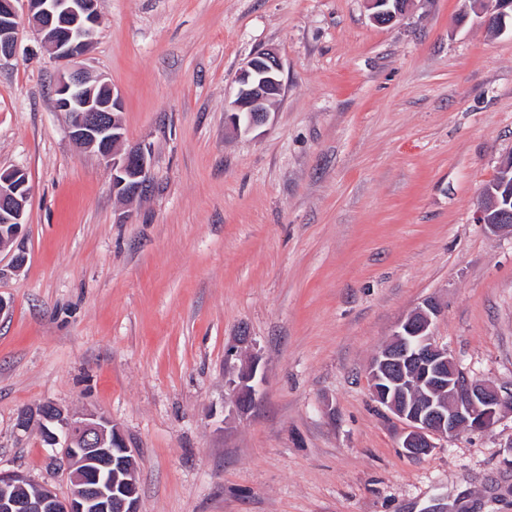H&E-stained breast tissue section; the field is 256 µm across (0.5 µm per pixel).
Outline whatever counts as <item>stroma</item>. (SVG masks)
Here are the masks:
<instances>
[{
    "mask_svg": "<svg viewBox=\"0 0 512 512\" xmlns=\"http://www.w3.org/2000/svg\"><path fill=\"white\" fill-rule=\"evenodd\" d=\"M81 62L150 153L130 199L74 141L61 69L22 27L0 60V169L28 175L23 250L0 253V470L70 485L20 412L96 411L136 451L140 512H512V414L420 459L366 369L429 300L468 379L512 389V234L477 221L512 154V26L480 0H99ZM285 91L234 133L253 54ZM248 334L246 417L232 414ZM410 0H366L370 17L378 25H390L408 9Z\"/></svg>",
    "mask_w": 512,
    "mask_h": 512,
    "instance_id": "1",
    "label": "stroma"
}]
</instances>
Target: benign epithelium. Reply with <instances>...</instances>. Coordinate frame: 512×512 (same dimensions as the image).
I'll use <instances>...</instances> for the list:
<instances>
[{
    "label": "benign epithelium",
    "mask_w": 512,
    "mask_h": 512,
    "mask_svg": "<svg viewBox=\"0 0 512 512\" xmlns=\"http://www.w3.org/2000/svg\"><path fill=\"white\" fill-rule=\"evenodd\" d=\"M410 0H366L370 17L378 25H390L408 9ZM492 8L486 22L504 23L512 0H487ZM98 0H0V58L15 55L19 20L25 18L44 51L58 62L85 56L98 25ZM282 63L265 50L251 56L237 77V92L225 109L236 131L251 133L271 118L270 106L284 93ZM54 94L57 108L69 116L72 138L98 153L112 168V190L131 196L147 185L149 152L136 147L119 151L123 140L119 111L122 99L106 82H91L80 69L61 72ZM28 180L18 168L0 170V252L15 251L12 267L21 268L25 253L17 240L25 224ZM497 223H487L486 207L478 220L491 231L512 233V192L496 200ZM439 306L429 300L409 312L397 325L391 339L372 357L368 380L375 400L403 420L408 430L401 447L418 458L436 447L435 440L463 431L489 428L497 417L512 413V395L482 380L468 379L437 342L434 322ZM258 358H249L232 382L234 409L244 416L254 399L253 382ZM38 425L44 442L61 449L59 464L70 483L67 496L43 485L32 496L26 478L0 471V512H139V486L135 455L111 420L95 412L70 415L53 403L38 412H22L16 422L27 431Z\"/></svg>",
    "instance_id": "1"
}]
</instances>
